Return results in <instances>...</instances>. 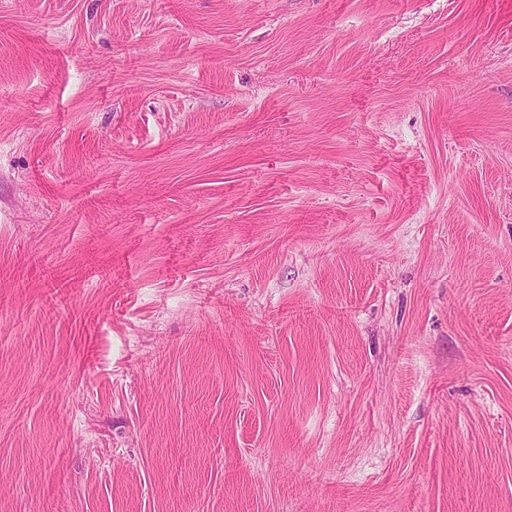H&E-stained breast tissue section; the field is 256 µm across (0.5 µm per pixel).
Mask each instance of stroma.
<instances>
[{
	"instance_id": "35a3bbf8",
	"label": "stroma",
	"mask_w": 512,
	"mask_h": 512,
	"mask_svg": "<svg viewBox=\"0 0 512 512\" xmlns=\"http://www.w3.org/2000/svg\"><path fill=\"white\" fill-rule=\"evenodd\" d=\"M0 512H512V0H0Z\"/></svg>"
}]
</instances>
